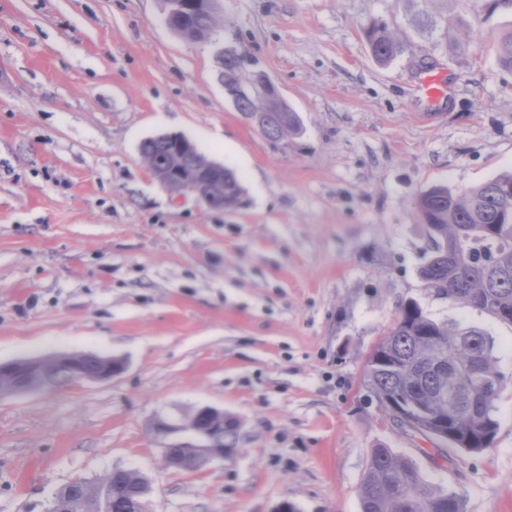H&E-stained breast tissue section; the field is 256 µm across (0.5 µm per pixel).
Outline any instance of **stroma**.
<instances>
[{
    "label": "stroma",
    "mask_w": 512,
    "mask_h": 512,
    "mask_svg": "<svg viewBox=\"0 0 512 512\" xmlns=\"http://www.w3.org/2000/svg\"><path fill=\"white\" fill-rule=\"evenodd\" d=\"M483 0H220L190 40L164 0H0V362L123 358L105 382L0 399V512H45L73 478L148 480L154 512H360L389 448L463 496L512 512V324L429 288L415 209L512 170V7ZM380 20L406 48L376 62ZM258 61L301 128L261 135L224 92L219 48ZM432 73L444 99L423 97ZM192 140L238 174L209 208L150 178L142 141ZM492 336L508 377L493 445L437 451L363 383L407 299ZM238 422V450L190 472L162 460L160 416Z\"/></svg>",
    "instance_id": "stroma-1"
}]
</instances>
